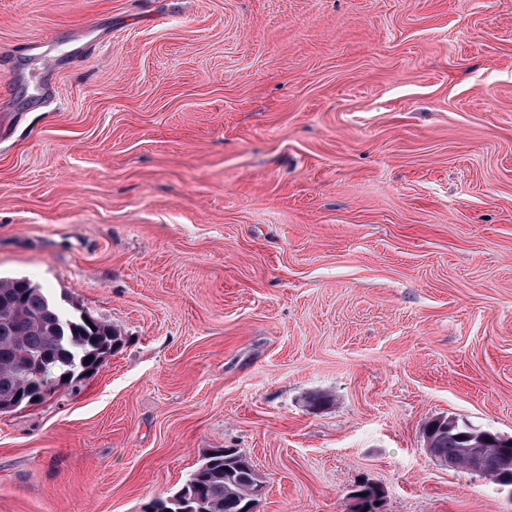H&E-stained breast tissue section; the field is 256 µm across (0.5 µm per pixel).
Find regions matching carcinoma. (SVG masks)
I'll use <instances>...</instances> for the list:
<instances>
[{"label": "carcinoma", "mask_w": 512, "mask_h": 512, "mask_svg": "<svg viewBox=\"0 0 512 512\" xmlns=\"http://www.w3.org/2000/svg\"><path fill=\"white\" fill-rule=\"evenodd\" d=\"M65 309L50 293L23 277H0V408H8L22 394L43 401L72 384L84 368L103 366L120 339V331L103 321L90 323L84 313L70 311L69 324L61 325ZM93 360L86 361L87 357ZM436 430L432 453L457 458L462 449L479 443L485 448L478 472L501 482V454L497 433L477 429L464 420L446 417ZM252 462L236 448H217L206 454L177 491L152 501L155 512H196L198 504L184 498L192 491L204 503L203 512H243L266 487Z\"/></svg>", "instance_id": "1"}]
</instances>
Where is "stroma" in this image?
I'll use <instances>...</instances> for the list:
<instances>
[{
	"label": "stroma",
	"instance_id": "stroma-1",
	"mask_svg": "<svg viewBox=\"0 0 512 512\" xmlns=\"http://www.w3.org/2000/svg\"><path fill=\"white\" fill-rule=\"evenodd\" d=\"M2 85L0 276L122 343L0 412V512L214 448L257 512H512L423 438L512 436V0H0Z\"/></svg>",
	"mask_w": 512,
	"mask_h": 512
}]
</instances>
